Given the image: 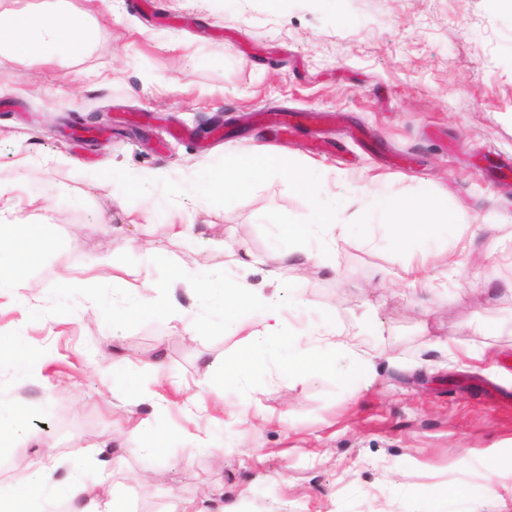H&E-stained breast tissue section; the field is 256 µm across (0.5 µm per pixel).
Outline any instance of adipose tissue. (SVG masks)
Listing matches in <instances>:
<instances>
[{"instance_id":"adipose-tissue-1","label":"adipose tissue","mask_w":512,"mask_h":512,"mask_svg":"<svg viewBox=\"0 0 512 512\" xmlns=\"http://www.w3.org/2000/svg\"><path fill=\"white\" fill-rule=\"evenodd\" d=\"M86 32V16L66 9L4 11L0 12V53L6 51L18 58L47 61L60 48L70 53L81 50ZM234 156L236 163L233 168L212 167L199 171L198 179L206 189L205 201H212L218 193L230 192L237 185L256 182L265 176L267 156L259 146L239 147ZM356 200L371 223L392 227L397 239L428 231L427 226L411 222L409 218L410 213L431 208L432 203L427 198L421 197L405 205L364 187ZM35 249L61 256L67 252L68 246L52 237L32 244L16 237L13 225L0 224V298L16 297L21 286L18 277L20 263L27 253ZM97 269L111 275L113 293L117 297L112 304L113 314L128 318L144 313L169 315L168 306L135 295L133 284L120 275V266L112 257H103ZM174 280L195 290L200 321L206 322L214 315H221L223 326L229 333L236 334L241 330L233 317L235 309L256 306L263 312L266 330L253 340L251 350L235 361L214 363L213 371L247 373L255 361L272 348L278 349L281 359L294 369L310 371L317 368L318 363L312 354V335L290 337L285 334L286 307L279 299L259 294L257 288L246 280L230 281L223 271L199 266L176 267ZM68 464L66 477L54 479L57 460L54 456H47L19 486L0 492V512H61L67 503L77 504V512H109L100 501L86 496L83 449H72Z\"/></svg>"}]
</instances>
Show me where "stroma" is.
I'll return each mask as SVG.
<instances>
[{
	"mask_svg": "<svg viewBox=\"0 0 512 512\" xmlns=\"http://www.w3.org/2000/svg\"><path fill=\"white\" fill-rule=\"evenodd\" d=\"M85 14L92 46L66 64L0 54V183L40 210L0 221L35 237L75 239L35 254L21 302L0 303V336L50 348L36 380L0 396L22 410V433L0 450V486L23 477L18 454L84 449L87 488L109 485L112 512H173L212 491L202 512H512V12L496 0H64ZM316 111L329 123L274 138L267 112ZM223 114L222 135L198 128ZM249 123H241V115ZM101 127L78 138L67 120ZM264 145L316 161L307 192L271 173L203 204L167 199L174 183L220 166L225 149ZM144 174L114 195L103 170ZM427 196L458 216L431 236L395 241L364 224L353 190ZM336 196L329 253L307 230L313 198ZM196 242L175 243L174 224ZM289 238L312 258L282 274L268 249ZM114 254L154 282L172 316L96 320L112 283L64 288ZM426 262L435 289H412ZM225 269L288 306L286 331L335 325L355 348L327 351L297 373L276 354L238 377L212 362L245 351L263 329L239 310L188 335L192 290L177 264ZM163 350L160 369L151 358ZM478 358H470L468 350ZM125 360L127 370L113 369ZM206 383L208 415L190 404ZM154 405L131 406L135 390ZM149 419L151 433L137 430ZM122 461L100 470L102 453ZM502 467L490 469L489 459ZM197 502V501H196Z\"/></svg>",
	"mask_w": 512,
	"mask_h": 512,
	"instance_id": "obj_1",
	"label": "stroma"
}]
</instances>
